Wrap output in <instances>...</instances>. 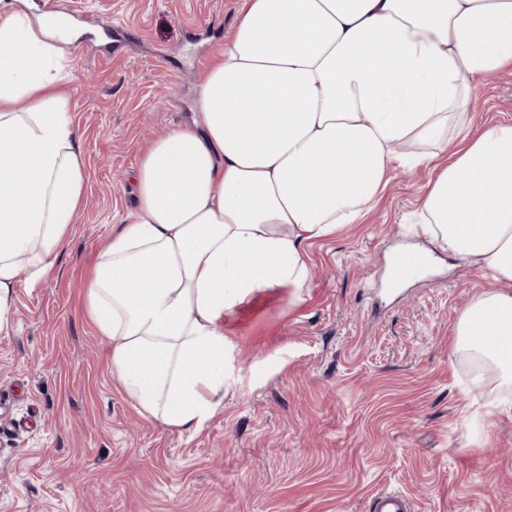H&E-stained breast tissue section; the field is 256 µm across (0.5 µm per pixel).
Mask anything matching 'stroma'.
<instances>
[{
    "label": "stroma",
    "mask_w": 512,
    "mask_h": 512,
    "mask_svg": "<svg viewBox=\"0 0 512 512\" xmlns=\"http://www.w3.org/2000/svg\"><path fill=\"white\" fill-rule=\"evenodd\" d=\"M69 17L70 120L86 207L40 288L18 282L0 333V512H512V386L471 375L454 326L480 267L405 224L430 172L396 170L358 223L307 248L313 283L244 307L224 406L198 432L141 418L113 380L82 288L134 206L127 176L150 140L188 121L238 0H26ZM473 130L512 123V71L472 96ZM428 250L427 276L388 286L392 254ZM373 512H411L408 500L399 493H383L379 495L372 509Z\"/></svg>",
    "instance_id": "1"
}]
</instances>
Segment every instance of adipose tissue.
<instances>
[{
    "label": "adipose tissue",
    "mask_w": 512,
    "mask_h": 512,
    "mask_svg": "<svg viewBox=\"0 0 512 512\" xmlns=\"http://www.w3.org/2000/svg\"><path fill=\"white\" fill-rule=\"evenodd\" d=\"M59 28L0 0V333L20 273L34 288L52 272L85 195ZM510 67L512 0H241L191 123L144 154L83 288L138 414L200 431L224 404L225 323L279 288L302 301L307 245L405 167L431 172L419 220L438 246L493 282L460 312L457 348L511 382L512 124L466 119L472 84Z\"/></svg>",
    "instance_id": "obj_1"
}]
</instances>
